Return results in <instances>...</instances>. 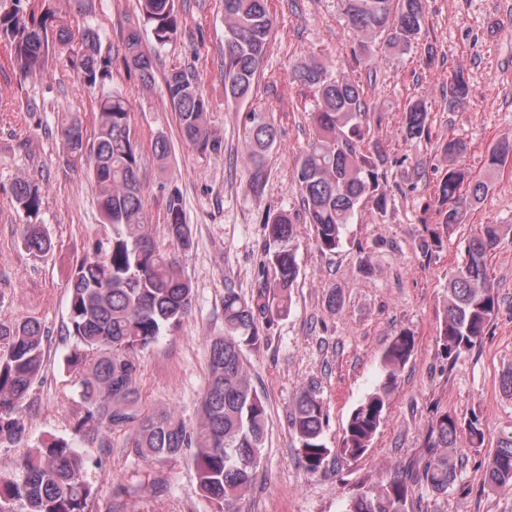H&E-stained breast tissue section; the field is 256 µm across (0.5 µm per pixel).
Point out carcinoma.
<instances>
[{
	"label": "carcinoma",
	"mask_w": 512,
	"mask_h": 512,
	"mask_svg": "<svg viewBox=\"0 0 512 512\" xmlns=\"http://www.w3.org/2000/svg\"><path fill=\"white\" fill-rule=\"evenodd\" d=\"M138 2L153 48L167 45L182 26L175 0ZM223 7L224 94L244 101L253 94L273 18L267 0H223ZM344 14L357 31L384 36L382 48L393 54L413 47L425 21L424 0H344ZM0 40L8 45L13 67L26 76L44 73L50 56L65 55L88 87L101 90L93 139L87 138L75 113L61 116L58 131L67 162L88 167L100 214L112 225L108 247L96 259L76 264L67 281L69 308L63 331L75 349L65 364L81 398V411L71 426L73 437L50 436L29 446L17 463L20 476H0V512H127L129 498L163 488L156 466L188 449L199 494L212 512H239L237 504L251 489L268 429L267 407L245 366V349L267 343L273 318L286 317L291 310L299 272L292 219L280 211L264 221L268 249L263 266L273 278L263 279L249 299L233 288L224 289V334L207 344V382L196 424L174 412L146 407L138 386L139 354L183 324L192 309L193 287L175 254L160 249L151 236L130 102L112 86V56L102 54L99 33L91 25L73 37L51 0H13L11 9L0 11ZM123 61L142 84L154 82L153 55L140 31L125 37ZM294 76L314 89L316 97L314 132L295 163V181L306 223L316 229L317 249L333 253L363 199H373L379 212H387L389 199L381 182L384 157L377 150L360 149L371 107L359 84L314 59L297 66ZM165 86L186 144L201 154L219 151L221 140L209 127V102L196 82L184 71L173 70ZM468 93L467 77L456 73L450 100L459 103ZM242 124L252 149L250 188L259 193L267 178L266 155L279 130L269 113L255 109L242 114ZM401 132L407 141L429 134L424 101L408 102ZM153 152L160 168L166 169L171 145L165 136L155 139ZM511 157L512 139H501L490 148L483 172L448 168L434 190L439 230L424 240L422 249L438 247L442 230L465 223L468 206L481 199ZM44 195L37 182L21 179L12 187L15 206L25 217L22 246L38 257L53 249L52 238L39 222ZM166 233L183 250L192 244L175 187L167 195ZM503 235L501 224L479 225L448 279L439 341L451 363L485 334L498 308L487 257ZM0 341L6 347L0 354V446L16 445L26 438L24 415L48 363V332L39 319L28 317L0 323ZM414 348V337L406 332L391 340L381 357L378 387L352 411L342 445L334 451L321 439L323 400L311 386L300 391L290 426L308 471L318 472L333 453L351 459L366 454L383 421L388 395ZM462 432L470 447L485 446L486 427L478 415L464 428L450 414L438 415L430 428V457L422 469L398 474L359 494L346 512H409L416 484L436 494L448 493L462 468L450 453ZM103 433L123 435L125 455L145 467L116 485L99 505L96 491L83 479L88 456L76 442H92ZM485 484L494 491L512 490L511 429L500 431L487 453Z\"/></svg>",
	"instance_id": "1"
}]
</instances>
